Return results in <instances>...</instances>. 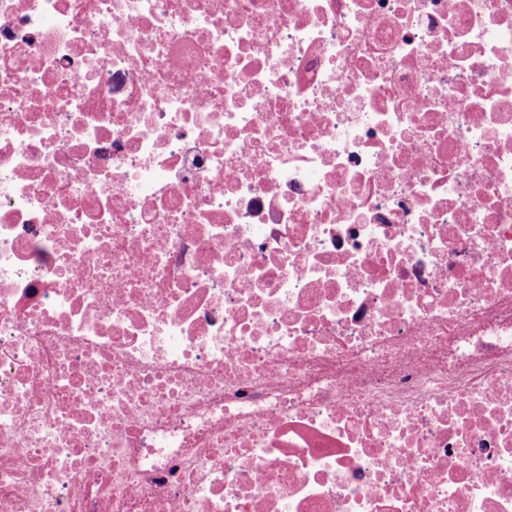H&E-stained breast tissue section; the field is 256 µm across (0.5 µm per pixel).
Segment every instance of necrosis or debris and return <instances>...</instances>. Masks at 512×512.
Here are the masks:
<instances>
[{
    "label": "necrosis or debris",
    "mask_w": 512,
    "mask_h": 512,
    "mask_svg": "<svg viewBox=\"0 0 512 512\" xmlns=\"http://www.w3.org/2000/svg\"><path fill=\"white\" fill-rule=\"evenodd\" d=\"M0 512H512V0H0Z\"/></svg>",
    "instance_id": "necrosis-or-debris-1"
}]
</instances>
